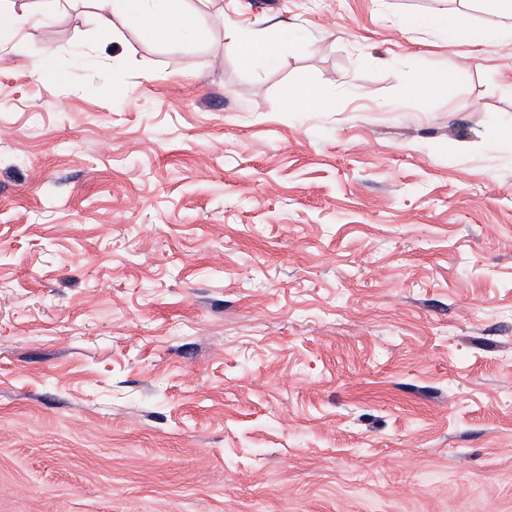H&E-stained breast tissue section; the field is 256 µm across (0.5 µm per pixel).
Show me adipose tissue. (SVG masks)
<instances>
[{"instance_id":"obj_1","label":"adipose tissue","mask_w":512,"mask_h":512,"mask_svg":"<svg viewBox=\"0 0 512 512\" xmlns=\"http://www.w3.org/2000/svg\"><path fill=\"white\" fill-rule=\"evenodd\" d=\"M97 20L111 24L119 16L149 40L174 42L198 35L200 29L193 11L183 0H88ZM224 38L228 51L237 55L244 65L255 68L276 60L283 52V43L254 39L233 24H225Z\"/></svg>"}]
</instances>
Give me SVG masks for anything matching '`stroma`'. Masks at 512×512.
<instances>
[{"label": "stroma", "mask_w": 512, "mask_h": 512, "mask_svg": "<svg viewBox=\"0 0 512 512\" xmlns=\"http://www.w3.org/2000/svg\"><path fill=\"white\" fill-rule=\"evenodd\" d=\"M25 2L0 512H512V44L427 22L482 4L186 0L171 43ZM228 19L295 41L247 68ZM290 85L336 111H283ZM450 79L448 73L428 74L411 85L408 93L413 97L428 98L437 91L440 85L447 84Z\"/></svg>", "instance_id": "1"}]
</instances>
